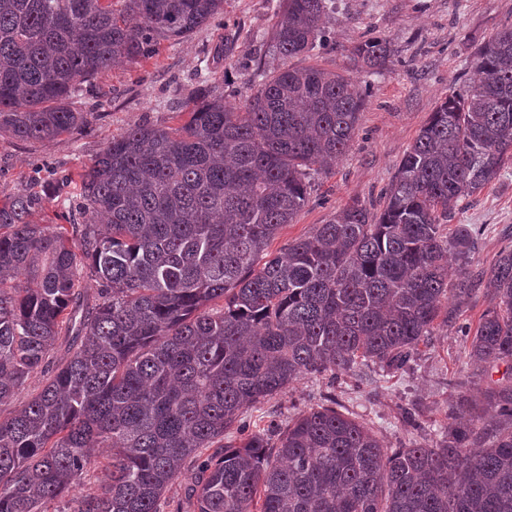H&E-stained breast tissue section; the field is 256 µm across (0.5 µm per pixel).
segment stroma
I'll return each instance as SVG.
<instances>
[{
	"instance_id": "obj_1",
	"label": "stroma",
	"mask_w": 512,
	"mask_h": 512,
	"mask_svg": "<svg viewBox=\"0 0 512 512\" xmlns=\"http://www.w3.org/2000/svg\"><path fill=\"white\" fill-rule=\"evenodd\" d=\"M281 7L282 0H224L223 13L184 42L162 43L152 58L84 83L74 106L87 113L85 127L43 142L0 135V204L27 191L41 199L37 223H69L80 199L58 195V183L77 178L113 137L137 123L178 126L185 120L181 105L208 91L223 93L228 107L242 104L276 65L267 41ZM510 24L512 0H335L326 42L288 63L350 74L365 92V109L342 160L315 174L305 206L270 242L269 252L283 251L352 200L378 207L430 113L473 79L476 50ZM228 38L234 47L227 53ZM375 38L388 40L391 54L380 73L370 74L355 67L352 51ZM453 221L485 225L473 264L490 268L500 250L512 245V161L458 204ZM467 349L459 329H439L406 372L383 378L365 368L339 378L332 391L336 409L373 427L386 447L435 444L456 395L504 374L500 367L488 371L466 363ZM328 392L313 379L290 383L246 409L241 425L251 432L273 419L287 422Z\"/></svg>"
}]
</instances>
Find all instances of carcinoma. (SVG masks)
<instances>
[{
    "label": "carcinoma",
    "mask_w": 512,
    "mask_h": 512,
    "mask_svg": "<svg viewBox=\"0 0 512 512\" xmlns=\"http://www.w3.org/2000/svg\"><path fill=\"white\" fill-rule=\"evenodd\" d=\"M223 0H0V135L55 139L88 123L82 81L208 25ZM327 0H283L268 52L313 49ZM387 42L356 65L380 69ZM401 160L381 211L358 199L266 257L306 204L313 168L355 136L364 94L327 69L277 67L244 109L203 96L176 128L136 125L79 173L83 223L41 226L38 197L0 206V512H47L106 449L99 494L72 512H512V248L473 270L482 228L444 227L512 160V25L474 54ZM459 271L448 282V256ZM35 283L22 287L19 277ZM97 283L81 304V283ZM470 357L507 378L463 392L434 445L386 448L312 407L228 442L243 410L305 378L404 370L482 290ZM221 300L219 309L211 303ZM183 499L166 493L184 473ZM51 372H41L38 371L32 374L23 387L16 393L10 405L4 406L2 408L6 410L11 409L15 406H18L31 398V396L35 395L37 392L41 390V388L47 382V379L50 377Z\"/></svg>",
    "instance_id": "1"
}]
</instances>
